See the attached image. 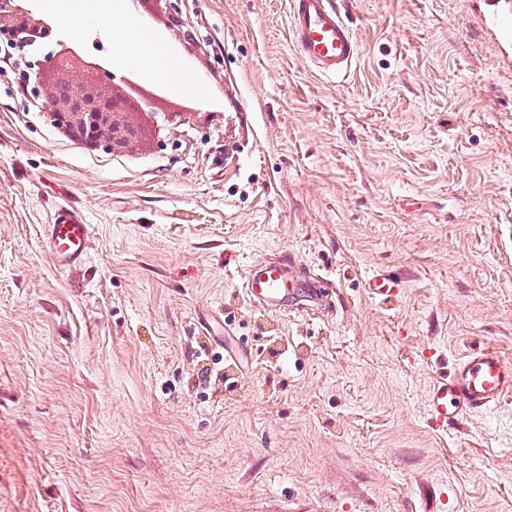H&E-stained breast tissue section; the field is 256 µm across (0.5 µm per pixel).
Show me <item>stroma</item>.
Wrapping results in <instances>:
<instances>
[{"label":"stroma","mask_w":512,"mask_h":512,"mask_svg":"<svg viewBox=\"0 0 512 512\" xmlns=\"http://www.w3.org/2000/svg\"><path fill=\"white\" fill-rule=\"evenodd\" d=\"M99 2L57 36L125 74L129 4ZM338 4L360 55L336 80L287 0L134 16L198 90L121 156L0 69V512H512V400L443 434L425 411L470 349L512 360V0ZM63 205L90 226L69 267L41 242ZM274 257L324 304L250 303ZM241 340L255 361L225 358ZM368 296L378 302H384L399 293V283L385 275H376L365 282Z\"/></svg>","instance_id":"obj_1"}]
</instances>
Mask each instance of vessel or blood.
I'll use <instances>...</instances> for the list:
<instances>
[{
  "label": "vessel or blood",
  "instance_id": "obj_1",
  "mask_svg": "<svg viewBox=\"0 0 512 512\" xmlns=\"http://www.w3.org/2000/svg\"><path fill=\"white\" fill-rule=\"evenodd\" d=\"M289 32L301 58L321 77L342 78L359 54L358 40L335 0H289ZM90 227L74 209L63 206L53 223L45 225L48 250L59 263L79 264L85 257ZM368 296L383 302L399 293L398 282L384 275L365 282ZM242 291L253 303L275 314L320 305L321 278L298 286L288 276L284 261L249 266ZM512 398V360L493 347L468 352L453 370L430 386L426 414L430 426L447 431L465 416L488 411Z\"/></svg>",
  "mask_w": 512,
  "mask_h": 512
}]
</instances>
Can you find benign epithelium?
I'll return each mask as SVG.
<instances>
[{
    "label": "benign epithelium",
    "instance_id": "obj_1",
    "mask_svg": "<svg viewBox=\"0 0 512 512\" xmlns=\"http://www.w3.org/2000/svg\"><path fill=\"white\" fill-rule=\"evenodd\" d=\"M56 23L44 14L28 8V0H0V41L48 43L56 38ZM54 71L62 75L60 84L49 86L43 80L40 63L33 65L34 91L44 97V114L56 124L69 121L80 127L77 144L89 139L99 151L108 152L118 147L121 135L105 133L103 127L118 122L117 114L130 109L148 112L155 128L161 129L160 116L147 100L139 102L118 94L122 84L104 66L92 62L79 46L60 45L50 59Z\"/></svg>",
    "mask_w": 512,
    "mask_h": 512
}]
</instances>
